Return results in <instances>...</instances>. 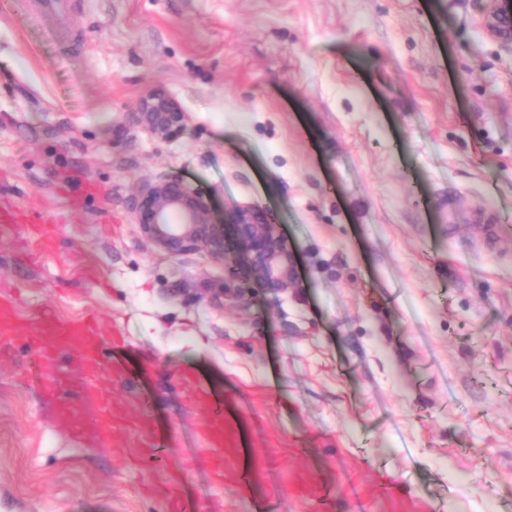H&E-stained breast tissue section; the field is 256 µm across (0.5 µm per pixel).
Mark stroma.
Wrapping results in <instances>:
<instances>
[{
  "instance_id": "stroma-1",
  "label": "stroma",
  "mask_w": 512,
  "mask_h": 512,
  "mask_svg": "<svg viewBox=\"0 0 512 512\" xmlns=\"http://www.w3.org/2000/svg\"><path fill=\"white\" fill-rule=\"evenodd\" d=\"M70 2L0 6V202L47 211L64 243L0 237V286L123 336L115 394L149 400L161 460L45 419L18 352L0 512H512V238L485 252L470 229L477 206L512 225V55L472 0ZM157 83L187 116L172 140L134 122ZM164 175L215 221L263 209L297 287L213 305L245 257L142 237L131 203ZM184 373L221 404L223 484L202 460L166 481L202 446Z\"/></svg>"
}]
</instances>
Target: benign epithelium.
Returning a JSON list of instances; mask_svg holds the SVG:
<instances>
[{
	"label": "benign epithelium",
	"instance_id": "obj_1",
	"mask_svg": "<svg viewBox=\"0 0 512 512\" xmlns=\"http://www.w3.org/2000/svg\"><path fill=\"white\" fill-rule=\"evenodd\" d=\"M478 24L501 49L512 54V0H475ZM136 123L149 128L161 140H171L185 129L186 115L159 87L139 100ZM140 233L161 250L179 256L202 252L215 261L230 250L248 260L233 274V288L224 285L214 294L240 300L243 286L256 284L286 290L294 284V268L288 243L277 236L265 212L253 205L237 206L224 213V222L211 219L209 198L189 189L176 177L165 176L145 187L132 206Z\"/></svg>",
	"mask_w": 512,
	"mask_h": 512
}]
</instances>
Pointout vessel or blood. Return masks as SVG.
Returning a JSON list of instances; mask_svg holds the SVG:
<instances>
[{"mask_svg":"<svg viewBox=\"0 0 512 512\" xmlns=\"http://www.w3.org/2000/svg\"><path fill=\"white\" fill-rule=\"evenodd\" d=\"M17 224L29 226L27 243L36 253L57 248V221L52 216L0 209L1 235L11 233ZM103 326L102 316L92 311L68 320L49 309L25 315L13 292L0 293V345L20 342L30 349L35 370L28 382L47 398V419L73 425L85 446L108 449L114 457L140 467L159 455L149 405L129 397L125 410H116L112 388L125 380L126 373L106 356ZM180 388L198 414L197 430L207 444L212 480L223 484L224 415L192 376H183Z\"/></svg>","mask_w":512,"mask_h":512,"instance_id":"vessel-or-blood-1","label":"vessel or blood"}]
</instances>
